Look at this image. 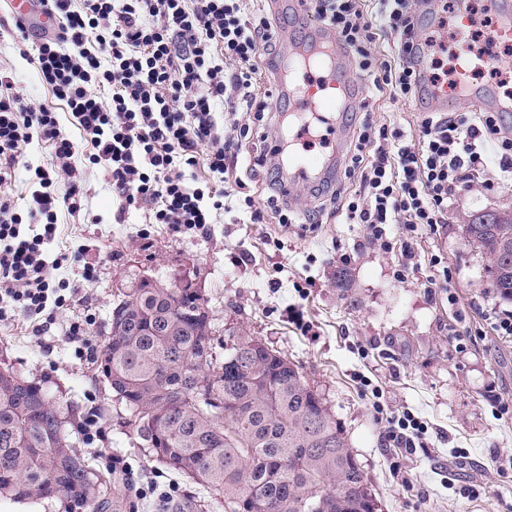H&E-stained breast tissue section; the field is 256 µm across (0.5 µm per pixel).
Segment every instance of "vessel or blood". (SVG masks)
<instances>
[{
  "mask_svg": "<svg viewBox=\"0 0 512 512\" xmlns=\"http://www.w3.org/2000/svg\"><path fill=\"white\" fill-rule=\"evenodd\" d=\"M12 19L30 30L54 34L60 22L39 0H8ZM492 31L495 39H512V0H493ZM285 60L302 76L291 95L294 120L289 127L288 179L283 186L286 198L298 187L312 184L327 173L340 171L343 146L350 133L346 113L356 111L360 85L344 62V52L334 34L324 31L315 20H305L293 33ZM420 79L419 105L443 112L469 100L483 102L486 109L512 112V97H488L478 87L460 80L455 94L434 84L424 63H417ZM320 152H313V144Z\"/></svg>",
  "mask_w": 512,
  "mask_h": 512,
  "instance_id": "obj_1",
  "label": "vessel or blood"
}]
</instances>
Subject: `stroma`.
<instances>
[{"label": "stroma", "instance_id": "obj_1", "mask_svg": "<svg viewBox=\"0 0 512 512\" xmlns=\"http://www.w3.org/2000/svg\"><path fill=\"white\" fill-rule=\"evenodd\" d=\"M423 34L435 44V66H448L461 44L458 11L448 9ZM36 56L0 0V75L25 100L58 112L75 146L77 209L60 212L57 238L44 245L43 258L50 264L58 253H79L95 263L97 277L86 283L77 268L54 271V281L75 288L72 301L58 309L49 334L37 333V316L0 325V364L67 401L74 449L106 479L98 512H158V492L171 487L175 512H224L192 479L144 455L97 365L78 359L75 342L63 334L69 320L90 313L93 339L103 343L116 295L146 278L190 283L208 301L216 337H257L301 367L343 427L378 512H507L512 481L489 467L494 457L512 455V413L502 411L512 402V337L494 335L485 319L490 308L507 303L493 293L488 259L469 248L463 226L482 212L512 208V186L487 193L475 183L449 201L447 223L419 227L417 264L401 280L395 276L399 230H391L394 249L384 253L364 246L362 225L332 215L305 229L272 220L237 224L217 210L200 233L150 223L147 211L133 209L117 224L120 200L104 169L92 163L90 141L42 81ZM361 99L378 124L405 129L420 118L413 100L375 96L367 81ZM435 254L442 266L432 265ZM342 267L348 281L340 288ZM453 328L477 331L467 352L456 351ZM376 388L390 411L427 422L425 445L411 458L385 447L373 409ZM90 412L103 433L88 444L80 424ZM459 450L465 458H456ZM452 479L480 482V497L456 495L448 487Z\"/></svg>", "mask_w": 512, "mask_h": 512}]
</instances>
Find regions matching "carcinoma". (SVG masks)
I'll return each mask as SVG.
<instances>
[{
    "label": "carcinoma",
    "instance_id": "cac0c4a2",
    "mask_svg": "<svg viewBox=\"0 0 512 512\" xmlns=\"http://www.w3.org/2000/svg\"><path fill=\"white\" fill-rule=\"evenodd\" d=\"M512 301V218L464 225ZM100 357L148 456L203 486L224 512H372L375 495L326 399L282 352L213 336L203 296L144 280L122 292ZM0 367V496L97 512L100 478L69 440L67 403ZM206 381L204 390L194 387Z\"/></svg>",
    "mask_w": 512,
    "mask_h": 512
}]
</instances>
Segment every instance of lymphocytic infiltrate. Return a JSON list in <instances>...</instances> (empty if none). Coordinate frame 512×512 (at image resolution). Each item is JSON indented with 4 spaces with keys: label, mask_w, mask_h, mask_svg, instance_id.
<instances>
[{
    "label": "lymphocytic infiltrate",
    "mask_w": 512,
    "mask_h": 512,
    "mask_svg": "<svg viewBox=\"0 0 512 512\" xmlns=\"http://www.w3.org/2000/svg\"><path fill=\"white\" fill-rule=\"evenodd\" d=\"M423 0H377L366 19L361 0H310V15L353 51V64L376 90L394 98L416 94L411 56L419 47ZM61 32L37 46L41 78L65 102L103 165L113 192L126 208L147 209L153 224L188 230L211 223L215 210L248 215L250 223L273 216L281 225L318 223L320 213L291 212L279 195L281 172L272 157L287 141L278 97L283 29L259 0H51ZM394 35L401 62L392 66L372 46L373 29ZM110 64H103L102 55ZM0 78V296L19 311L46 315L62 308L66 283L51 287L43 246L59 230L58 212L78 190L60 192L61 176L72 174L73 141L62 134L56 112L23 101ZM111 87L110 103L95 91ZM224 119H217V112ZM54 147L57 167L34 168L38 184L26 207H19L8 185L33 137ZM251 142L250 155L241 152ZM345 177H359V192L333 190L347 223L364 227L366 243L382 252L393 244L390 225L404 237L401 268L415 258L420 225L447 221L448 202L482 175L486 190L512 181V129L495 112L466 117L426 112L418 135L357 119ZM203 163L224 177L206 205L204 189L189 186L184 167ZM265 183L258 202L249 185ZM390 447L412 453L428 427L413 413L386 415Z\"/></svg>",
    "instance_id": "obj_1"
}]
</instances>
